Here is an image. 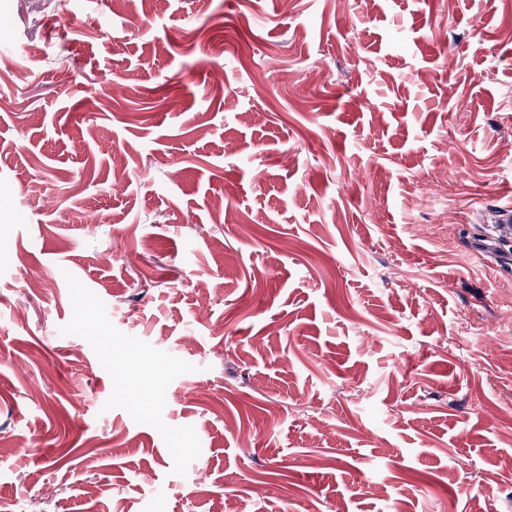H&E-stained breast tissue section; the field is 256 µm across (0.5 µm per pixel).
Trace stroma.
Segmentation results:
<instances>
[{"label":"stroma","mask_w":512,"mask_h":512,"mask_svg":"<svg viewBox=\"0 0 512 512\" xmlns=\"http://www.w3.org/2000/svg\"><path fill=\"white\" fill-rule=\"evenodd\" d=\"M511 199L512 0H0V512H512ZM498 235L484 236L476 243L475 252L477 256H484L485 254L491 256L498 252V245L502 237L512 235V206L511 203L502 206L497 211Z\"/></svg>","instance_id":"stroma-1"}]
</instances>
